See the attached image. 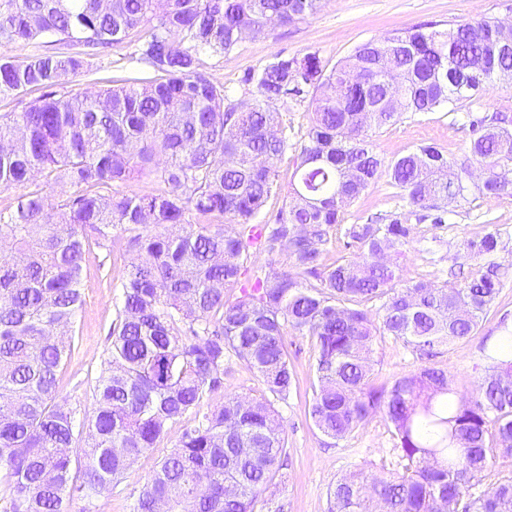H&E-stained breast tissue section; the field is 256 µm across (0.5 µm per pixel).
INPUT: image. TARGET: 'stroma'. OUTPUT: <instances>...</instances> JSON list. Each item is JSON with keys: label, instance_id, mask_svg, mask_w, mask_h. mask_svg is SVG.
Here are the masks:
<instances>
[{"label": "stroma", "instance_id": "obj_1", "mask_svg": "<svg viewBox=\"0 0 512 512\" xmlns=\"http://www.w3.org/2000/svg\"><path fill=\"white\" fill-rule=\"evenodd\" d=\"M492 18L512 23V0H325L317 15L288 26L271 25L258 36H244L230 52L207 56L203 69L209 78L224 85L236 101L248 105L257 89L245 84L248 72L259 70L276 55L319 53L326 67L343 60L356 46L379 40L395 31L433 22L440 28L453 24ZM124 43L100 50L89 60L87 71L66 85L69 93L93 92L111 86L117 79L134 77L144 64L126 63L132 52ZM375 149L385 160L397 159L418 146H439L451 160L467 153L470 132L462 115L436 111L403 113L396 124L372 133ZM406 202L398 197L387 178H379L359 199L348 206L344 224H363L374 216L407 214ZM498 225L502 245L496 262L512 265V198H478L450 206L444 224L409 219L411 243L401 257L404 283L428 280L436 284L450 281L453 270L469 271L473 265L464 241L480 239L489 225ZM124 235L114 232L110 251L96 250L87 265L83 307L79 313L70 359L58 374V394L78 414L93 407V386L109 346V332L116 320L120 298V273L126 257ZM512 324V280L500 288L494 306L473 335L441 347L432 366L450 373L459 393L474 397L482 382L485 362L482 342L499 334L500 320ZM290 368L296 387L287 400L275 401L288 437V469L283 482L266 491V498L280 505L283 512H327L328 492L336 480L354 468L372 473L398 472L399 451L383 412L364 419L349 436L335 441L324 436L313 424L308 407L315 380L314 352L308 337L287 336ZM372 382L388 385L421 362L402 341L387 336L373 346ZM260 379L242 362L232 361L224 372V383L215 392L211 405L229 398L264 395ZM182 427L174 425L153 451L137 458L111 493L94 503L76 497L70 512H132V504L155 470L166 450L178 440Z\"/></svg>", "mask_w": 512, "mask_h": 512}]
</instances>
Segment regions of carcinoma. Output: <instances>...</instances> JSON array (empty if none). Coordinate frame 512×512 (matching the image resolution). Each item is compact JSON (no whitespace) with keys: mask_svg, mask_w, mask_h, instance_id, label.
Listing matches in <instances>:
<instances>
[{"mask_svg":"<svg viewBox=\"0 0 512 512\" xmlns=\"http://www.w3.org/2000/svg\"><path fill=\"white\" fill-rule=\"evenodd\" d=\"M323 0H0V46L48 37L67 47L17 60L0 53V97L38 90L21 112L0 115V484L3 512H69L90 501L186 414L182 430L140 491L133 512H259L288 458L271 401H205L231 357L266 393L286 400L292 373L286 336L311 341L317 386L309 415L336 441L381 409L404 461L388 477L359 469L336 481L328 512H512V474L479 491L490 459L512 460V328L483 345L476 399L457 398L445 371L420 367L372 384L380 336L420 357L470 336L512 271L492 260L499 229L464 242L476 268L461 284L401 283L386 261L409 245L402 215L345 230L353 256L328 265L324 246L343 209L380 176L401 198L448 221L444 203L512 197V129L502 113L466 112L472 138L458 164L421 145L385 163L372 130L404 112H459L486 85L512 77V48L497 21L431 24L369 40L328 69L316 52L280 55L244 79L258 95L242 110L210 80L202 57L233 49L268 24L316 15ZM151 75L93 94L59 93L88 66L86 50L125 42ZM306 102L310 125L286 189L275 163L290 144L278 101ZM483 172L470 180L469 166ZM135 178L157 185L128 190ZM66 183L68 195L46 188ZM285 193L276 222L260 221ZM127 233L130 255L111 347L78 423L59 399L57 373L70 352L91 248ZM288 244L283 270L251 261ZM381 302L378 322L361 305ZM83 448L73 469L70 448Z\"/></svg>","mask_w":512,"mask_h":512,"instance_id":"obj_1","label":"carcinoma"}]
</instances>
